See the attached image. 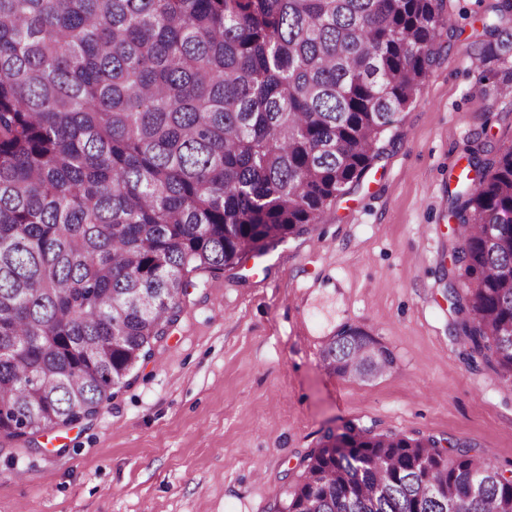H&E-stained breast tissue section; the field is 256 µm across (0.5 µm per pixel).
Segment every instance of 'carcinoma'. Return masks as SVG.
Returning a JSON list of instances; mask_svg holds the SVG:
<instances>
[{
	"instance_id": "1",
	"label": "carcinoma",
	"mask_w": 512,
	"mask_h": 512,
	"mask_svg": "<svg viewBox=\"0 0 512 512\" xmlns=\"http://www.w3.org/2000/svg\"><path fill=\"white\" fill-rule=\"evenodd\" d=\"M445 0H0V438L95 415L201 273L323 221L416 100ZM493 52L512 30L493 23ZM458 216L461 339L512 383V146ZM326 369L392 351L345 327ZM512 512L489 454L349 422L282 512Z\"/></svg>"
}]
</instances>
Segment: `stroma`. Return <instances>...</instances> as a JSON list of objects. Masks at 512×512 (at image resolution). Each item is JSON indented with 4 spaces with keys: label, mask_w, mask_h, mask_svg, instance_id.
<instances>
[{
    "label": "stroma",
    "mask_w": 512,
    "mask_h": 512,
    "mask_svg": "<svg viewBox=\"0 0 512 512\" xmlns=\"http://www.w3.org/2000/svg\"><path fill=\"white\" fill-rule=\"evenodd\" d=\"M495 0H446L448 49L379 156L322 223L219 275L93 419L0 445V512H280L305 459L346 423L493 450L512 470V384L455 335V197L468 148L512 145V78L482 50ZM494 77L483 80L485 72ZM346 326L393 353L361 381L330 373Z\"/></svg>",
    "instance_id": "1"
}]
</instances>
